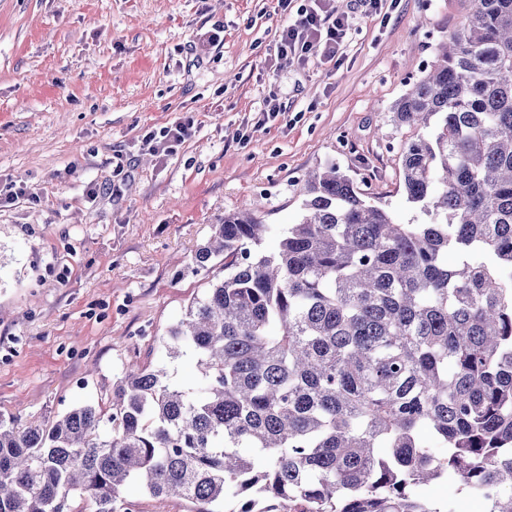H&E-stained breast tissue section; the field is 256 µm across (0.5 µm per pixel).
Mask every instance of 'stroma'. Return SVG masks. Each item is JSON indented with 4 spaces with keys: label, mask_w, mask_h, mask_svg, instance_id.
<instances>
[{
    "label": "stroma",
    "mask_w": 512,
    "mask_h": 512,
    "mask_svg": "<svg viewBox=\"0 0 512 512\" xmlns=\"http://www.w3.org/2000/svg\"><path fill=\"white\" fill-rule=\"evenodd\" d=\"M275 5L0 0V189L39 193L0 210V416L108 404L132 362L193 386L195 359L168 361L161 344L213 279L192 255L249 201L275 250L313 169L336 165L398 222H423L398 171L417 131L390 108L474 0H390L355 20L338 60L305 63L269 53L286 21ZM271 98L283 111L267 119ZM188 116L196 132L173 155L144 147Z\"/></svg>",
    "instance_id": "35a3bbf8"
}]
</instances>
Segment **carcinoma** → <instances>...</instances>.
<instances>
[{"label":"carcinoma","mask_w":512,"mask_h":512,"mask_svg":"<svg viewBox=\"0 0 512 512\" xmlns=\"http://www.w3.org/2000/svg\"><path fill=\"white\" fill-rule=\"evenodd\" d=\"M391 112L428 130L400 149L428 221L334 165L274 252L251 205L224 215L191 258L224 275L163 341L197 383L130 364L108 409L1 416L0 512H122L132 484L195 512H457L418 492L448 476L512 512V0H475Z\"/></svg>","instance_id":"carcinoma-1"}]
</instances>
